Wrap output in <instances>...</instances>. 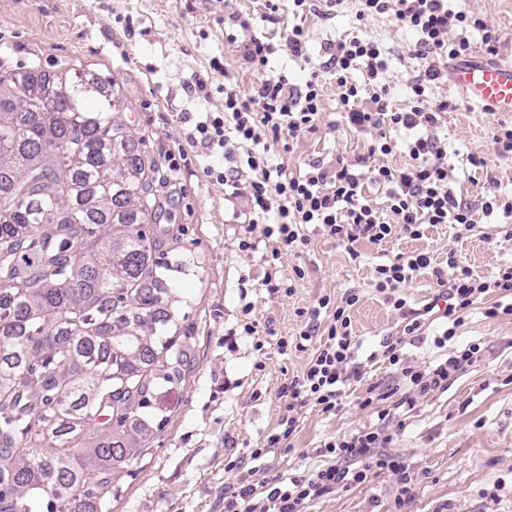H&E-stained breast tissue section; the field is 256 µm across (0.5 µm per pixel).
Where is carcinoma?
<instances>
[{"mask_svg":"<svg viewBox=\"0 0 512 512\" xmlns=\"http://www.w3.org/2000/svg\"><path fill=\"white\" fill-rule=\"evenodd\" d=\"M19 76L0 61V512H89L116 497L112 464L148 451L158 358L167 383L188 372L143 230L156 165L114 96L88 106L98 79L27 71L37 105L15 112ZM84 426L112 440L86 446Z\"/></svg>","mask_w":512,"mask_h":512,"instance_id":"1","label":"carcinoma"}]
</instances>
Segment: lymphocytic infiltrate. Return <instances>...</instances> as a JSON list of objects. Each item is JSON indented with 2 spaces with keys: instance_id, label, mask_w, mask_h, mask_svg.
<instances>
[{
  "instance_id": "f902f5d3",
  "label": "lymphocytic infiltrate",
  "mask_w": 512,
  "mask_h": 512,
  "mask_svg": "<svg viewBox=\"0 0 512 512\" xmlns=\"http://www.w3.org/2000/svg\"><path fill=\"white\" fill-rule=\"evenodd\" d=\"M388 13L415 34L412 53L424 62L410 85L413 104L409 110L399 112L392 108L385 79L388 51L378 41L359 36L339 41L324 69L336 75L341 101L348 107L346 123L370 134L369 154H391L396 143L390 132L403 129L409 134L405 147L410 167L395 169L382 165L362 172L352 163L327 167L316 161L307 172L293 175L284 167L269 164L265 151L259 148L261 132H268L277 143L316 127L322 107L321 71L316 70L301 88L290 84L284 75L262 82L247 97L240 96L232 86H225L223 112L207 114L195 125L201 144L219 146L225 160L242 162L248 168L254 223L266 225L268 234L277 235L295 255H303L310 245L305 232L310 224L349 246L362 239L379 244L398 233L416 239L428 224H457L467 231L472 228V213L458 200L451 186L454 176L448 164L447 147L435 134L448 103L431 102L429 92L448 76L441 60L468 55L471 44L461 37V30L472 27L481 31L485 49L491 54L497 50L499 35L485 20L451 7L449 0H355L357 22ZM232 23L234 30L227 33V40L236 41L238 32L248 33L246 58L255 67L266 66L280 48L295 57L304 54L307 36L302 26L289 29L282 45L277 46L250 36L248 19L236 15ZM357 71L374 88L368 106L362 109L355 106L362 92L353 78ZM368 181L385 187V204L373 203L365 195L363 187ZM431 264V256L419 252L399 256L376 269L377 292L405 322L402 335L387 336L384 342V354L390 364L400 361L403 337L419 327L422 315L396 291ZM448 268L446 317H454L491 294L505 299V309L512 313V266L501 268L488 279L474 275L452 251L448 254ZM358 301L359 296L353 291L338 300L326 294L309 310L298 340L310 343L314 354L301 380L288 387L292 400L314 405L325 414L335 412L341 387L349 378L348 369L359 347L350 317V310ZM478 353V345L473 344L439 359L429 370L408 368L404 374L420 391L435 390L446 385L462 368L474 364ZM387 417V412H379V427L365 428L325 443L323 451L334 456V464L312 474L276 480L263 502H256L252 484L230 491L226 512H308L314 500L345 482L365 480L371 469L405 474L404 462L385 452L390 436L382 422Z\"/></svg>"
}]
</instances>
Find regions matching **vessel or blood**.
Segmentation results:
<instances>
[{
	"label": "vessel or blood",
	"mask_w": 512,
	"mask_h": 512,
	"mask_svg": "<svg viewBox=\"0 0 512 512\" xmlns=\"http://www.w3.org/2000/svg\"><path fill=\"white\" fill-rule=\"evenodd\" d=\"M453 81L471 101L494 112H512V64L462 66Z\"/></svg>",
	"instance_id": "b4317fda"
}]
</instances>
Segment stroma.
I'll return each mask as SVG.
<instances>
[{
  "label": "stroma",
  "mask_w": 512,
  "mask_h": 512,
  "mask_svg": "<svg viewBox=\"0 0 512 512\" xmlns=\"http://www.w3.org/2000/svg\"><path fill=\"white\" fill-rule=\"evenodd\" d=\"M462 5L500 36L492 55L478 33L469 32L470 62L512 63V0H463ZM323 10L322 0H309L302 12L282 0L275 13L264 0H0V59L17 72L75 67L100 78L124 103L121 118L137 153L157 163L152 202L158 211L145 230L163 241L153 260L172 265L170 294L161 307L171 314L192 368L178 384H162L159 408L147 411L160 427L147 455L115 468L118 496L109 512H224L225 491L243 479L263 498L273 480L333 464L320 446L376 426L381 409L390 412L388 451L405 460L406 480L374 468L364 481L315 500L310 512H512V314L493 313L492 296L473 305L447 349L479 344L478 361L447 386L422 392L403 369L432 365L446 320L438 309L422 316L419 329L407 337L402 363L390 364L383 343L402 322L374 288L378 265L414 251L433 258L431 268L403 290L416 309L441 294L434 271L447 269L449 250L481 276L512 264V241L502 238L505 217L480 209L489 192L512 195V155H498L491 146L493 131L512 122V112L486 111L451 82L434 88L432 98L449 103L437 135L448 145L454 191L474 209V228L460 239L450 225L440 224L426 227L417 239L364 240L354 256L312 224L305 229L306 254L289 252L267 235L265 225L252 223L246 180L224 183L206 176L207 166L222 163L221 148L188 138L203 113L223 111L218 87L224 80L244 97L282 73L291 83L304 84L338 41L355 35L390 49L391 104L407 108L409 85L423 67L411 54L413 34L391 14L357 25L353 0H345L337 14ZM237 13L251 18L252 35L275 44L289 27L302 25L306 57L281 51L264 70H255L243 43L224 38L225 20ZM215 58L225 73L211 69ZM196 78L211 87V95L189 93ZM321 80L316 129L291 139L290 151L272 144L271 163L304 172L315 160L329 167L340 158L366 155L370 136L345 124L334 75L323 71ZM474 155L484 158L483 166L471 165ZM298 267L304 278L295 276ZM352 288L359 296L350 312L360 344L359 375L343 386L336 413L291 405L288 387L312 356L294 345L303 311L322 295L339 299ZM250 322L257 324V334L245 332ZM283 340L288 348H280ZM372 394L377 405L363 406ZM291 416L295 431L257 461L254 473L237 468V461L282 431ZM404 484L412 490L405 498Z\"/></svg>",
  "instance_id": "1"
}]
</instances>
